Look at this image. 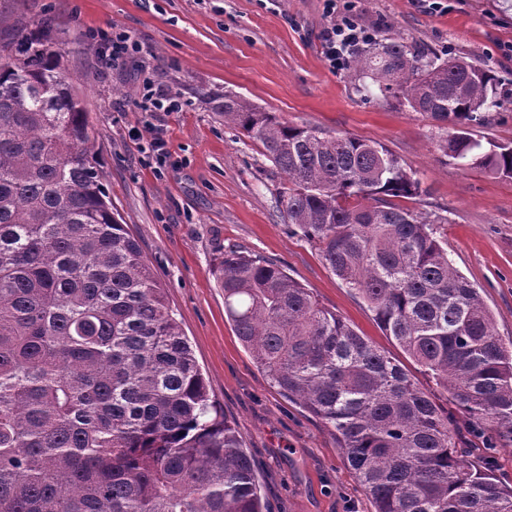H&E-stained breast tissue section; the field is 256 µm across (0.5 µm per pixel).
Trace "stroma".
Wrapping results in <instances>:
<instances>
[{
	"label": "stroma",
	"mask_w": 512,
	"mask_h": 512,
	"mask_svg": "<svg viewBox=\"0 0 512 512\" xmlns=\"http://www.w3.org/2000/svg\"><path fill=\"white\" fill-rule=\"evenodd\" d=\"M375 38L462 56L496 75L502 107L475 138L512 142V0H352ZM50 16L83 97L112 204L164 283L211 399L243 435L266 512H373L325 424L274 388L224 316L221 263L242 250L282 265L319 303L389 353L439 404L447 394L386 336L318 246L278 208L285 177L204 93L236 92L297 125L383 143L416 171L407 208L442 217L448 257L512 343V179L445 157L446 129L399 105L322 54L323 0H0V38L19 19ZM118 26L143 46L105 65L98 31ZM178 94L180 112L138 107L144 77ZM160 132L166 160L134 136Z\"/></svg>",
	"instance_id": "obj_1"
}]
</instances>
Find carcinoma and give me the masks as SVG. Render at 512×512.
<instances>
[{
  "label": "carcinoma",
  "instance_id": "obj_1",
  "mask_svg": "<svg viewBox=\"0 0 512 512\" xmlns=\"http://www.w3.org/2000/svg\"><path fill=\"white\" fill-rule=\"evenodd\" d=\"M54 26L0 42V512H264L242 434L216 410L165 288L120 222ZM348 70L449 130L444 155L512 178L473 128L493 71L402 40ZM288 177L280 212L468 417L457 424L385 352L280 265L224 253V312L282 395L335 434L373 512H512L491 451L512 443V353L382 143L205 94ZM487 434L480 462L467 436Z\"/></svg>",
  "mask_w": 512,
  "mask_h": 512
}]
</instances>
